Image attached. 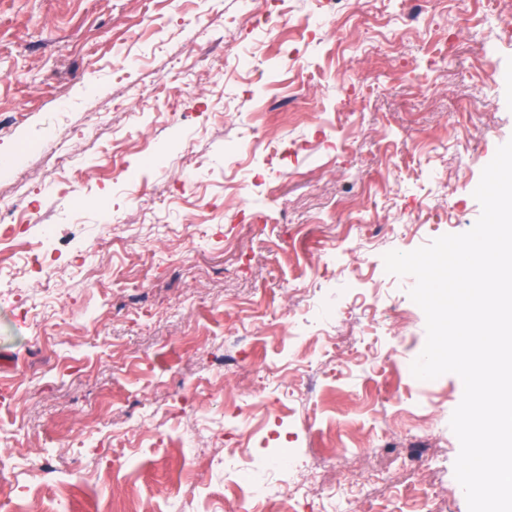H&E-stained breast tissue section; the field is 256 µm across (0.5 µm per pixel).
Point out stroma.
I'll return each instance as SVG.
<instances>
[{
    "label": "stroma",
    "mask_w": 512,
    "mask_h": 512,
    "mask_svg": "<svg viewBox=\"0 0 512 512\" xmlns=\"http://www.w3.org/2000/svg\"><path fill=\"white\" fill-rule=\"evenodd\" d=\"M325 11L288 0L266 37L239 0H0V154L43 139L22 166L56 184L39 206L60 259L0 292V461L41 512H221L224 451L250 450L224 431L228 402L307 459L271 477L294 512H468L463 383L409 384L399 361L422 352L425 315L383 256L479 218L482 170L512 140V82L491 75L512 72V33L492 0H432L409 34L399 0H340L306 28ZM351 12L363 50L338 56ZM243 57L263 72L250 93ZM286 77L316 112L278 98ZM131 135L159 163L128 151L132 182L113 183L105 152ZM263 137L287 149L239 168L237 197L225 151ZM60 149L80 184L56 177ZM187 201L209 222L177 223ZM106 249L127 275L97 283ZM37 457L58 482L32 480Z\"/></svg>",
    "instance_id": "1"
}]
</instances>
